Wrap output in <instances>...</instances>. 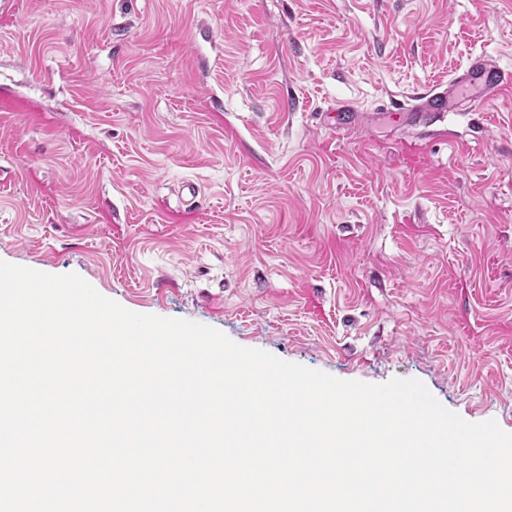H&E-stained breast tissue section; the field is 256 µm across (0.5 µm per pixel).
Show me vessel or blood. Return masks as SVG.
<instances>
[{"instance_id": "obj_1", "label": "vessel or blood", "mask_w": 512, "mask_h": 512, "mask_svg": "<svg viewBox=\"0 0 512 512\" xmlns=\"http://www.w3.org/2000/svg\"><path fill=\"white\" fill-rule=\"evenodd\" d=\"M512 85V73L482 56L472 58L451 82L415 94L410 101L395 107L397 118L422 113L440 115L466 110L474 98L490 99Z\"/></svg>"}]
</instances>
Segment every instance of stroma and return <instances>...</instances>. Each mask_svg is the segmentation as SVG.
I'll use <instances>...</instances> for the list:
<instances>
[{"label": "stroma", "mask_w": 512, "mask_h": 512, "mask_svg": "<svg viewBox=\"0 0 512 512\" xmlns=\"http://www.w3.org/2000/svg\"><path fill=\"white\" fill-rule=\"evenodd\" d=\"M8 2L0 261L512 433V88L381 109L512 71V0ZM512 84L511 72L483 56L472 58L448 85H437L415 94L410 101L391 110L399 120L413 115L465 111L474 97L490 99Z\"/></svg>", "instance_id": "35a3bbf8"}]
</instances>
